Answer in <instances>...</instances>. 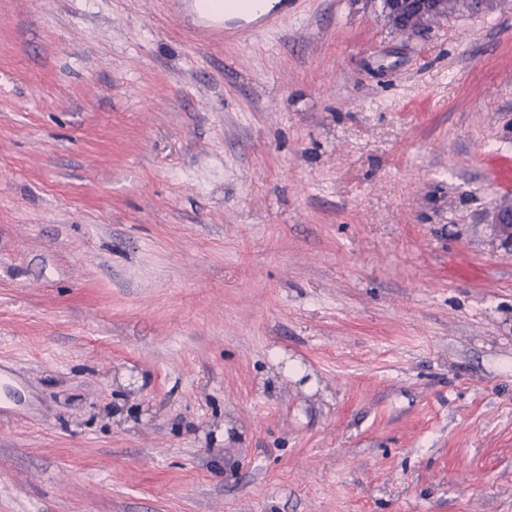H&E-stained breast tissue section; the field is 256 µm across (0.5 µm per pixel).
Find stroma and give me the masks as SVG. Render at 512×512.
<instances>
[{
  "label": "stroma",
  "mask_w": 512,
  "mask_h": 512,
  "mask_svg": "<svg viewBox=\"0 0 512 512\" xmlns=\"http://www.w3.org/2000/svg\"><path fill=\"white\" fill-rule=\"evenodd\" d=\"M0 0V512H512V0ZM277 7L252 19V15L239 18L237 22L242 29L239 33L253 37L258 31L273 28L283 17L288 15V1L277 0ZM384 11L391 25L407 18L406 25H399L400 33H415L435 20L449 16L448 0H383Z\"/></svg>",
  "instance_id": "obj_1"
}]
</instances>
